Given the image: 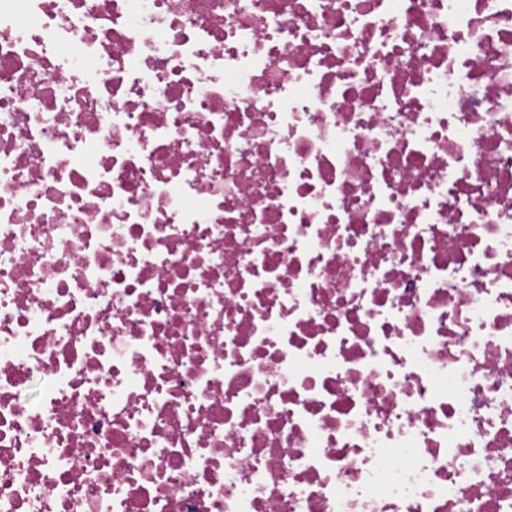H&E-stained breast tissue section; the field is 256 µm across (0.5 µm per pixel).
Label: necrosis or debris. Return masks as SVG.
Masks as SVG:
<instances>
[{
	"label": "necrosis or debris",
	"mask_w": 512,
	"mask_h": 512,
	"mask_svg": "<svg viewBox=\"0 0 512 512\" xmlns=\"http://www.w3.org/2000/svg\"><path fill=\"white\" fill-rule=\"evenodd\" d=\"M0 512H512V0H0Z\"/></svg>",
	"instance_id": "necrosis-or-debris-1"
}]
</instances>
